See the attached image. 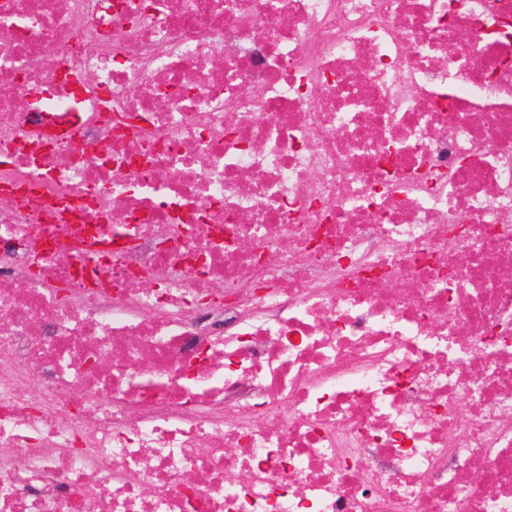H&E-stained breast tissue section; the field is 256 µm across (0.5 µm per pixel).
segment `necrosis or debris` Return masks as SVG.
Wrapping results in <instances>:
<instances>
[{
  "instance_id": "necrosis-or-debris-1",
  "label": "necrosis or debris",
  "mask_w": 512,
  "mask_h": 512,
  "mask_svg": "<svg viewBox=\"0 0 512 512\" xmlns=\"http://www.w3.org/2000/svg\"><path fill=\"white\" fill-rule=\"evenodd\" d=\"M0 512H512V0H0Z\"/></svg>"
}]
</instances>
